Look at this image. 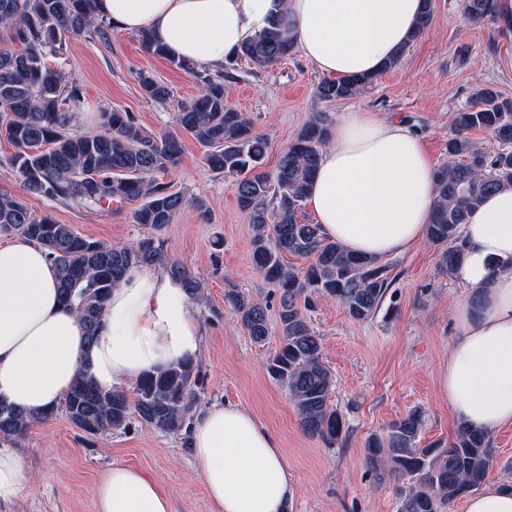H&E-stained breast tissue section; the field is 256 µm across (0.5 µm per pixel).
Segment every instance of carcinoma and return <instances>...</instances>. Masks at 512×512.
I'll use <instances>...</instances> for the list:
<instances>
[{"mask_svg":"<svg viewBox=\"0 0 512 512\" xmlns=\"http://www.w3.org/2000/svg\"><path fill=\"white\" fill-rule=\"evenodd\" d=\"M463 6L474 21L497 18L496 0H463ZM109 30L99 18L97 0H0V137L16 147L10 164L24 191L82 208L140 202L132 222L146 232L127 246L112 247L50 215L36 218L22 198L0 194V233L24 236L45 250L57 271L60 299L79 317L89 345L112 288L134 268L158 265L191 300L202 297L200 280L166 255L161 238L186 205L184 196L159 177L178 165L180 135H149L133 113L118 109L101 113L100 132H70L83 104L82 92L47 57L66 55L70 40L84 34L106 40ZM140 41L146 53L170 59L203 83L201 94L179 107L176 124L207 148L205 162L212 171L232 178L239 209L253 229V265L279 294V342L266 371L288 389L303 430L331 447L347 431L346 421L331 405L333 376L323 362L321 338L302 310L312 308L317 297H329L351 320L363 322L383 302L389 287L386 268L324 237L319 225L302 214L321 151L331 138L327 113L312 115L270 175L263 170L266 136L229 104L224 91V81L239 63L261 72L294 55L295 42L284 20L275 19L234 53L224 73L211 76L192 62L169 58L148 30L140 32ZM376 80L370 74L324 79L316 95L333 103L358 95ZM139 84L152 101L170 97L168 86L150 73H140ZM473 98L475 105L453 116L450 162L434 170L436 202L425 235L440 249L443 272L453 271L464 257L459 229L468 215L489 193L512 186V101L484 84L476 86ZM475 129L493 131L500 148L479 150L469 137ZM290 256L307 260L305 270H295ZM224 301L254 342L267 340L271 328L262 304L234 288L227 289ZM202 373L197 358L145 373L135 380L130 398L123 390L100 389L84 368L61 401L41 412L0 398V444L17 443L32 425L59 412L87 438L125 429L134 420L161 433L187 434ZM420 427L421 415L411 411L393 421L384 435L369 438L364 448L371 471L385 469L409 480L400 488L398 512H441L483 484L495 465L490 433L461 426L448 447L419 448Z\"/></svg>","mask_w":512,"mask_h":512,"instance_id":"obj_1","label":"carcinoma"}]
</instances>
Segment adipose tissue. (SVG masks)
<instances>
[{
    "mask_svg": "<svg viewBox=\"0 0 512 512\" xmlns=\"http://www.w3.org/2000/svg\"><path fill=\"white\" fill-rule=\"evenodd\" d=\"M421 0H98L126 32L151 30L176 58L222 71L240 45L278 16L305 59L338 78L380 73L411 41ZM435 202L434 170L420 134L396 118L348 112L337 119L306 205L322 234L376 258L420 241ZM458 282L480 297L457 309L459 332L439 372L456 420L486 432L512 424V187L489 195L460 228ZM57 291L42 247L0 240V397L25 410L58 403L79 369L102 389L197 356L195 303L158 266L113 288L92 347ZM191 441L215 512H288L294 488L276 437L247 409L215 403L195 415ZM97 512H174L145 472L116 465L95 488ZM466 512H512L497 479L467 496Z\"/></svg>",
    "mask_w": 512,
    "mask_h": 512,
    "instance_id": "ef3b65f1",
    "label": "adipose tissue"
}]
</instances>
